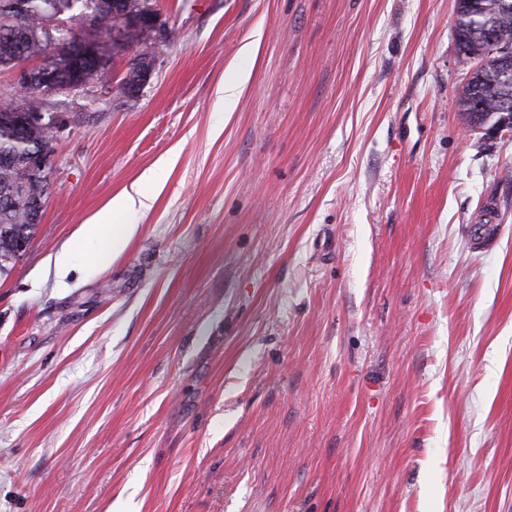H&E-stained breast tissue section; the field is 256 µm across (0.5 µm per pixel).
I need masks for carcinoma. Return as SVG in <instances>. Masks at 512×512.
<instances>
[{"instance_id": "carcinoma-1", "label": "carcinoma", "mask_w": 512, "mask_h": 512, "mask_svg": "<svg viewBox=\"0 0 512 512\" xmlns=\"http://www.w3.org/2000/svg\"><path fill=\"white\" fill-rule=\"evenodd\" d=\"M13 0H0V67L12 69L27 61H37L46 51L54 55L55 81L60 85L83 82L82 90L109 88V56L79 60L69 56L67 46L76 33L57 24L61 16L71 20L80 13L99 10L100 0H23L26 10L15 17ZM455 30L459 34L458 53L476 63L457 98L464 125L470 129L499 121L512 113V61L483 62L487 39L495 38L512 46V0H456ZM150 53L139 57L122 78L121 88L141 80L139 67H151ZM43 109L46 94L34 82L16 81L0 89V276L15 261L19 243H31L37 225L30 220L29 207L14 199L18 187L27 185L33 195L46 189L29 177L28 156L44 147L53 149L56 129L51 125L26 127L18 109Z\"/></svg>"}]
</instances>
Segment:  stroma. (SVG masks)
<instances>
[{
    "mask_svg": "<svg viewBox=\"0 0 512 512\" xmlns=\"http://www.w3.org/2000/svg\"><path fill=\"white\" fill-rule=\"evenodd\" d=\"M153 3L135 99V47L50 99L0 278V512H512V133L460 119L455 0ZM158 168L126 248L58 271ZM165 47L166 44L154 45L152 47V51L143 53L139 58H136L135 60H139V63L135 64L134 66H130L128 70L125 72V75L123 76L121 82V89H125L126 87L138 84L141 80V68H137L141 66L151 68L153 58L149 59V56L154 54L156 51H162Z\"/></svg>",
    "mask_w": 512,
    "mask_h": 512,
    "instance_id": "35a3bbf8",
    "label": "stroma"
}]
</instances>
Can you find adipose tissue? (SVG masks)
<instances>
[{
  "mask_svg": "<svg viewBox=\"0 0 512 512\" xmlns=\"http://www.w3.org/2000/svg\"><path fill=\"white\" fill-rule=\"evenodd\" d=\"M151 192L143 186H134L116 195L107 208L100 214L98 222L91 230L97 236V243L102 257H111L121 253L136 235L137 225L114 223V215L123 212H136L149 208Z\"/></svg>",
  "mask_w": 512,
  "mask_h": 512,
  "instance_id": "obj_1",
  "label": "adipose tissue"
}]
</instances>
